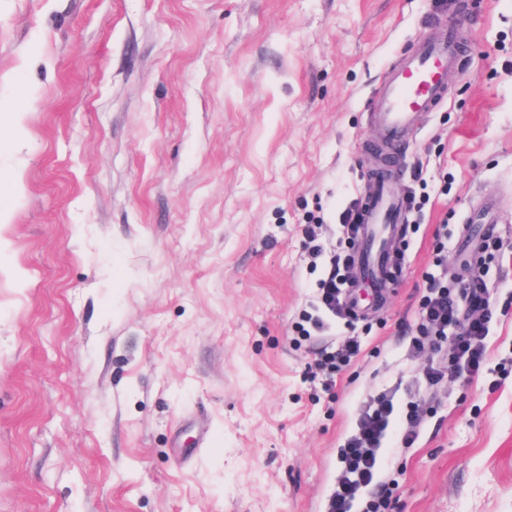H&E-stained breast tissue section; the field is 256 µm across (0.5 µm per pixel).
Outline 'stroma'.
Wrapping results in <instances>:
<instances>
[{
  "label": "stroma",
  "instance_id": "1",
  "mask_svg": "<svg viewBox=\"0 0 512 512\" xmlns=\"http://www.w3.org/2000/svg\"><path fill=\"white\" fill-rule=\"evenodd\" d=\"M445 13L464 52L399 153L396 286L303 337L304 228L353 250L371 92ZM0 108V512H324L383 391L420 415L389 512H512V0H0ZM429 273L488 286L472 382L426 385L402 334ZM361 342L357 337L349 336L344 340H341L336 348H331L328 351V348H324L320 352V362L321 365L325 366L326 369L330 370V378L329 382H327L328 387H332L336 385V381L334 379V371H338L343 366L348 365L352 360L357 358L361 354Z\"/></svg>",
  "mask_w": 512,
  "mask_h": 512
}]
</instances>
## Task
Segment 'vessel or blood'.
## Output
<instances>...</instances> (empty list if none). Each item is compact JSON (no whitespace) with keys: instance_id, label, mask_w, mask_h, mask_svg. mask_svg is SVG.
Returning a JSON list of instances; mask_svg holds the SVG:
<instances>
[{"instance_id":"obj_1","label":"vessel or blood","mask_w":512,"mask_h":512,"mask_svg":"<svg viewBox=\"0 0 512 512\" xmlns=\"http://www.w3.org/2000/svg\"><path fill=\"white\" fill-rule=\"evenodd\" d=\"M460 41L451 17L437 18L430 37L404 55L375 88L370 120L382 146L396 150L416 133L421 113L432 111L444 98L448 72L459 61ZM361 246L356 254L375 288L394 279L388 245L403 221L402 207L391 176L375 180L374 191L362 213Z\"/></svg>"}]
</instances>
